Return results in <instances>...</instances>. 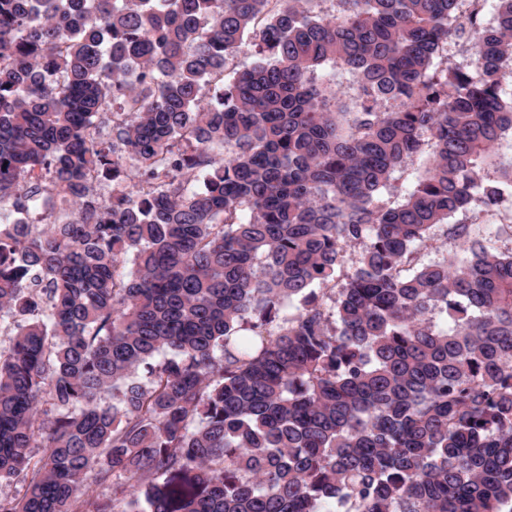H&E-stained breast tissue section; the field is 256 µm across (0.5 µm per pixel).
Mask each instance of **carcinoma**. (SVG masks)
I'll return each instance as SVG.
<instances>
[{
  "label": "carcinoma",
  "instance_id": "carcinoma-1",
  "mask_svg": "<svg viewBox=\"0 0 512 512\" xmlns=\"http://www.w3.org/2000/svg\"><path fill=\"white\" fill-rule=\"evenodd\" d=\"M318 2L0 0V512H512V0ZM258 57L255 54L252 43L248 40L243 45L240 52L234 58L233 62L228 66L224 72V83L233 81L236 73L249 69L257 61ZM314 76L318 83L328 85L342 99L348 100L354 92L352 77L332 63L319 67ZM431 159L428 154L416 158L403 169L394 174V185L396 186L393 201H399L405 192L412 190L418 177L429 166Z\"/></svg>",
  "mask_w": 512,
  "mask_h": 512
}]
</instances>
